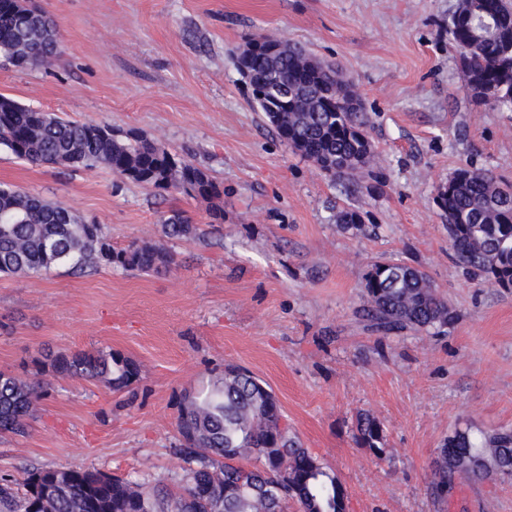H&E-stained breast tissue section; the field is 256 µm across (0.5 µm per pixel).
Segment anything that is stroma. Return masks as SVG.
Segmentation results:
<instances>
[{
  "mask_svg": "<svg viewBox=\"0 0 512 512\" xmlns=\"http://www.w3.org/2000/svg\"><path fill=\"white\" fill-rule=\"evenodd\" d=\"M57 25L60 56L0 63V94L76 121L143 135L224 186V220L200 199L105 169L30 165L0 150V185L40 194L103 224L113 245L159 243L160 217L186 212L160 274L64 265L0 276V371L39 380L23 436L0 438V476L89 468L178 490L182 396L248 369L276 394L304 447L346 490L345 512H512V480L455 481L432 470L468 424L512 429V289L469 278L437 205L457 170L512 184V111L473 100L448 36L457 0H33ZM270 34L333 64L367 117L370 165L331 178L277 137L234 59ZM351 211L367 232L338 224ZM424 269L453 319L444 333L373 331L358 316L372 261ZM112 350L140 380L101 382L38 368L46 354ZM384 426L376 459L356 438ZM357 439L364 448H369L375 457L382 459L384 453V429L382 423L372 415L361 413L357 417Z\"/></svg>",
  "mask_w": 512,
  "mask_h": 512,
  "instance_id": "35a3bbf8",
  "label": "stroma"
}]
</instances>
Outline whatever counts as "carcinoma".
I'll list each match as a JSON object with an SVG mask.
<instances>
[{"label":"carcinoma","mask_w":512,"mask_h":512,"mask_svg":"<svg viewBox=\"0 0 512 512\" xmlns=\"http://www.w3.org/2000/svg\"><path fill=\"white\" fill-rule=\"evenodd\" d=\"M512 0H458L448 34L472 97L512 109ZM273 54L240 53L238 71L280 138L322 172L350 177L370 159L360 111L341 105L345 81L332 66L302 46L261 36ZM60 54L53 21L30 13L21 0H0V58L19 68ZM91 122H69L0 97V149L31 164H63L74 170L106 168L119 177L164 192H180L211 204L224 220V188L207 170L148 138L106 137ZM438 205L458 263L496 288H512V188L492 172L460 169L448 180ZM163 236L187 238L194 226L183 212L161 218ZM79 270L107 266L157 273L175 264L164 245L116 247L103 226L87 222L46 198L0 187V274L38 276L56 266ZM363 317L385 334L405 330L441 333L451 321L448 303L423 270L392 259L370 265L364 278ZM41 365L61 375L102 381L114 391L140 380L139 366L102 350L48 354ZM39 383L0 371V434L23 436ZM175 427L177 452L189 467L181 489L150 492L118 476L80 468H42L28 474L24 492L0 479V512H344L345 490L336 475L302 446L288 426L273 391L249 370L227 366L224 377L183 397ZM357 439L379 458L384 429L372 415L357 417ZM483 479L512 477V431L458 429L448 437L433 473L439 496L460 473Z\"/></svg>","instance_id":"obj_1"}]
</instances>
